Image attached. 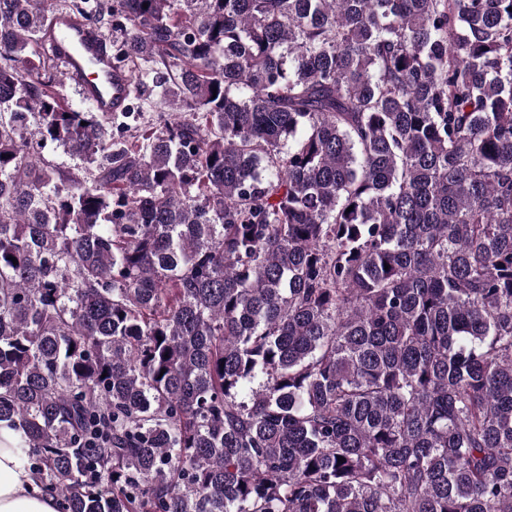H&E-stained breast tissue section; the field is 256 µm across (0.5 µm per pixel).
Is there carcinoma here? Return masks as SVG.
Segmentation results:
<instances>
[{"instance_id": "1", "label": "carcinoma", "mask_w": 512, "mask_h": 512, "mask_svg": "<svg viewBox=\"0 0 512 512\" xmlns=\"http://www.w3.org/2000/svg\"><path fill=\"white\" fill-rule=\"evenodd\" d=\"M0 421L59 512H512V0H0ZM101 30L89 26L79 19L67 13H54L45 29L43 42L50 44L54 55L62 67L64 80L75 86L83 98L92 104L96 112L116 113L125 112L128 101V112H143V119L138 123L130 119H120L132 125L131 129L120 130L113 127L115 137L123 135L129 138L134 134L133 127L138 124L144 127L150 116H156L151 112V106L159 99L160 88L153 83V74L143 77L140 84L141 96L138 99L131 97V88L136 81L137 72L131 74L112 61V55L116 57L122 35L119 30L112 27H102ZM112 44V54L110 51ZM53 70L58 90L64 95L69 106L75 110H87L89 104L84 102L78 92L63 83L60 67ZM133 76V77H132ZM134 78V80H133ZM117 122V123H118ZM49 159L65 170H69L78 176L85 174V164L76 157L71 156L62 146L53 145L46 151Z\"/></svg>"}]
</instances>
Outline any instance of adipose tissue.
Here are the masks:
<instances>
[{
    "label": "adipose tissue",
    "mask_w": 512,
    "mask_h": 512,
    "mask_svg": "<svg viewBox=\"0 0 512 512\" xmlns=\"http://www.w3.org/2000/svg\"><path fill=\"white\" fill-rule=\"evenodd\" d=\"M15 441V430L0 422V512H58L54 494L39 489L31 473L19 465Z\"/></svg>",
    "instance_id": "1"
}]
</instances>
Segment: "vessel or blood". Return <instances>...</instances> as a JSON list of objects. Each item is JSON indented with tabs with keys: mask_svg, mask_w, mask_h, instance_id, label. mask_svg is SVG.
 I'll list each match as a JSON object with an SVG mask.
<instances>
[{
	"mask_svg": "<svg viewBox=\"0 0 512 512\" xmlns=\"http://www.w3.org/2000/svg\"><path fill=\"white\" fill-rule=\"evenodd\" d=\"M43 40L50 44L64 80L100 113L125 111L132 75L112 61L110 42L101 30L67 13H54Z\"/></svg>",
	"mask_w": 512,
	"mask_h": 512,
	"instance_id": "obj_1",
	"label": "vessel or blood"
}]
</instances>
